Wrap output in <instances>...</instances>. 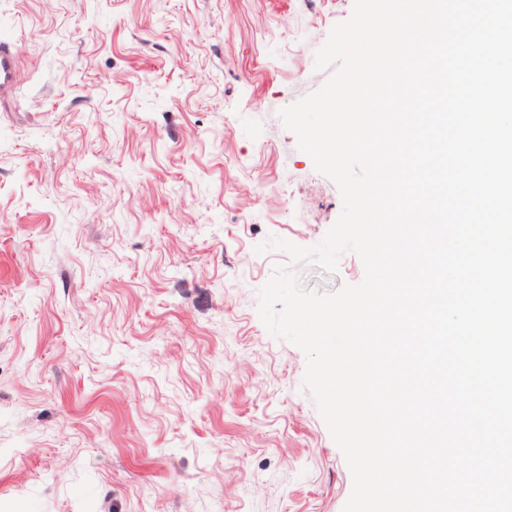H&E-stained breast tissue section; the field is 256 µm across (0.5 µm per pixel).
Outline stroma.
Wrapping results in <instances>:
<instances>
[{
	"label": "stroma",
	"instance_id": "obj_1",
	"mask_svg": "<svg viewBox=\"0 0 512 512\" xmlns=\"http://www.w3.org/2000/svg\"><path fill=\"white\" fill-rule=\"evenodd\" d=\"M354 0H0V512H343L258 291L341 214L278 112ZM18 60L13 47L6 41H0V104L15 88Z\"/></svg>",
	"mask_w": 512,
	"mask_h": 512
}]
</instances>
